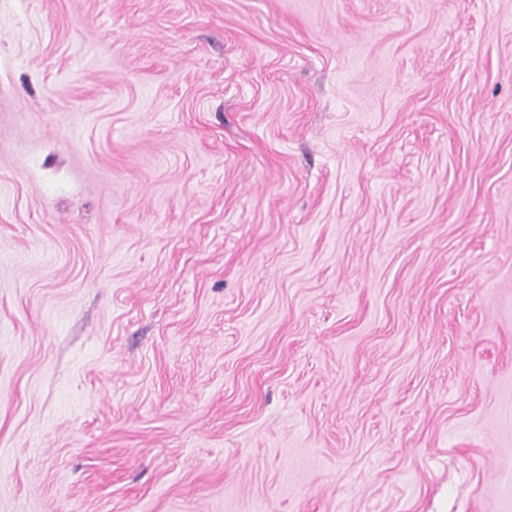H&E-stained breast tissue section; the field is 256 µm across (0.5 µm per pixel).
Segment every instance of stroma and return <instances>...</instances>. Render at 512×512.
Returning a JSON list of instances; mask_svg holds the SVG:
<instances>
[{
	"label": "stroma",
	"mask_w": 512,
	"mask_h": 512,
	"mask_svg": "<svg viewBox=\"0 0 512 512\" xmlns=\"http://www.w3.org/2000/svg\"><path fill=\"white\" fill-rule=\"evenodd\" d=\"M0 512H512V0H0Z\"/></svg>",
	"instance_id": "stroma-1"
}]
</instances>
